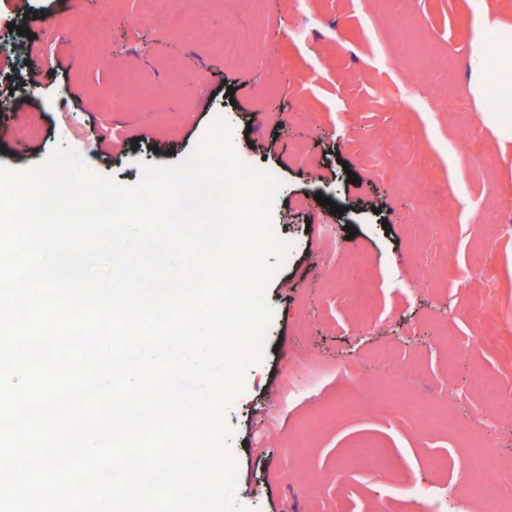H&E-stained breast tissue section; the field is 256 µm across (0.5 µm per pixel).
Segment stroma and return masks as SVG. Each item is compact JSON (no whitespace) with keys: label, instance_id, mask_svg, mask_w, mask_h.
<instances>
[{"label":"stroma","instance_id":"stroma-1","mask_svg":"<svg viewBox=\"0 0 512 512\" xmlns=\"http://www.w3.org/2000/svg\"><path fill=\"white\" fill-rule=\"evenodd\" d=\"M486 4L512 26V0H259L253 13L170 0L164 18L151 0H0V82L12 23L33 32L38 72L0 112V166L34 168L62 145L131 185L142 164L188 161L219 118L240 161L280 183L273 228L292 248L266 288L264 357L229 414L236 497L253 512H336L346 492L355 512H481L444 487L486 412L469 374L512 392V241L499 236L512 221V143L481 119L495 94L475 98L469 80ZM182 22L209 25L212 41L179 39ZM228 34L239 37L229 54ZM424 54L449 71L446 96L416 89ZM30 120L41 135L19 139ZM438 198L456 237L414 245L413 218ZM450 333L473 346L464 364L448 361ZM384 344L422 372L412 397L440 406L439 423L399 408L374 359ZM365 442L388 467L351 464Z\"/></svg>","mask_w":512,"mask_h":512}]
</instances>
